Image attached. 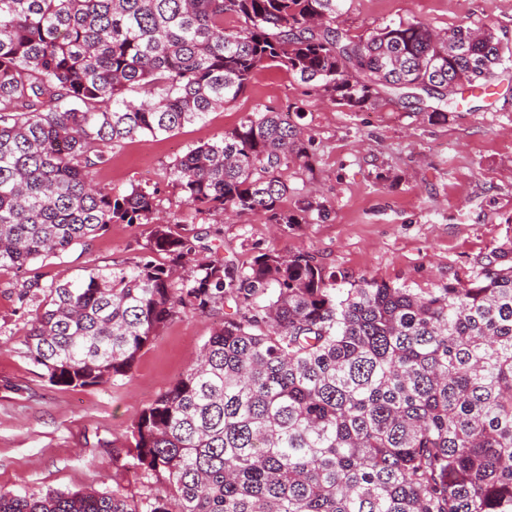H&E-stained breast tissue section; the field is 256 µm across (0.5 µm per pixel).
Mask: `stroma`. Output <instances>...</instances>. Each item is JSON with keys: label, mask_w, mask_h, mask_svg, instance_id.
<instances>
[{"label": "stroma", "mask_w": 512, "mask_h": 512, "mask_svg": "<svg viewBox=\"0 0 512 512\" xmlns=\"http://www.w3.org/2000/svg\"><path fill=\"white\" fill-rule=\"evenodd\" d=\"M347 5L345 26L355 35L415 18L438 31L489 26L512 47V0ZM291 106L304 112L314 158L312 170H289L285 204L323 202L325 219L275 227L246 213L199 214L184 203L169 177L170 161L222 137L248 113ZM97 179L122 192L134 183L155 191L160 216L239 265L262 252H303L345 282L437 288L465 279L494 251H512V68L498 70L488 93L466 95L447 121L432 123L385 98L357 112L335 106L270 63L206 122L116 146ZM145 237V226L115 224L63 257L0 273V491L40 497L118 490L136 502L167 496L166 476L146 477L134 468L131 430L196 361L224 309L174 317L129 376L100 386L50 384L24 344L44 287L78 280L91 268L134 263ZM25 281L35 287L24 295L19 286Z\"/></svg>", "instance_id": "obj_1"}]
</instances>
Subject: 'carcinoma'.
Instances as JSON below:
<instances>
[{
	"mask_svg": "<svg viewBox=\"0 0 512 512\" xmlns=\"http://www.w3.org/2000/svg\"><path fill=\"white\" fill-rule=\"evenodd\" d=\"M346 0H0V272L113 224L147 227L141 260L45 289L25 345L53 385L127 376L180 313L232 303L198 361L132 431L174 507L118 491L0 492V512H512V256L420 292L339 288L305 253L246 266L155 216L154 194L94 180L112 149L236 101L268 63L339 107L384 93L443 120L512 49L489 28L400 19L365 36ZM232 18L235 25L226 28ZM301 112L257 111L169 163L200 214L311 224L288 169L310 166Z\"/></svg>",
	"mask_w": 512,
	"mask_h": 512,
	"instance_id": "obj_1",
	"label": "carcinoma"
}]
</instances>
